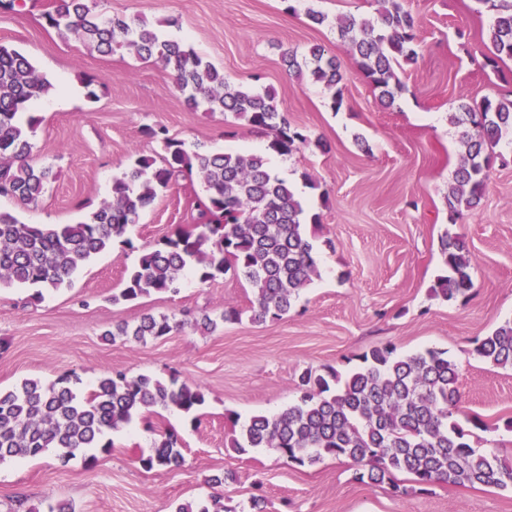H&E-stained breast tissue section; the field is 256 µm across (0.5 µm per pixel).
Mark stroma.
<instances>
[{"label":"stroma","instance_id":"obj_1","mask_svg":"<svg viewBox=\"0 0 512 512\" xmlns=\"http://www.w3.org/2000/svg\"><path fill=\"white\" fill-rule=\"evenodd\" d=\"M99 11L161 24L222 69L234 84L274 89L291 124L307 144L283 156L276 173L295 185L307 214L318 223L307 232L318 249L320 276L279 320L249 319L203 330L195 318L218 315L225 306L245 310V282L223 277L210 283L183 279L175 294H153L115 304L128 271L143 250L194 223L189 200L202 193L198 174H186L156 197L128 242L85 262L69 287L47 290L42 300L29 289L0 286V389L25 378L51 384L75 375L81 389L116 370L200 385L206 403L197 421L169 412L148 415L112 433L114 448L95 464L76 458L60 465L57 449L21 461H4L0 512H24L25 504H71L73 512H173L177 503L223 494L243 508L263 495L266 512H512V490L443 486L410 491L356 480L350 460L326 457L302 468L288 466L270 448L237 454L227 449L231 426L241 418L275 414L292 404L303 369L349 370V358L377 345L397 352L447 351L459 371L462 395L457 421L477 414L488 431L473 447L512 456V369L498 368L474 353L477 338L512 320L511 162L495 166L485 197L457 223L448 220L445 197L459 150L449 112L512 90V61L499 72L482 69L470 50L482 47L490 18L472 12V0H410L423 52L406 68L407 91L394 108H383L356 72L348 47L332 24L311 26L308 5L329 17L370 14L371 0H95ZM19 12L0 10V43L26 54L57 88L69 89L68 106L44 99L31 138L33 165L55 173L38 203L0 197V209L27 224H73L100 207L119 176L140 155L157 156L150 130L166 128L186 148L261 151L268 138L234 119L205 109L189 111L171 73L135 59L124 48L103 56L64 38L43 19L53 0H25ZM323 46L344 70V105L332 110L321 84L289 75L281 52L305 53ZM97 77L96 99L82 83ZM366 149H359L356 138ZM465 236L472 253L474 287L468 297L446 302L429 289L440 272L439 237L447 228ZM167 315L192 324L168 336L138 343L105 333L143 314ZM174 430L184 456L176 470H144L162 431ZM223 477L212 485L213 477Z\"/></svg>","mask_w":512,"mask_h":512}]
</instances>
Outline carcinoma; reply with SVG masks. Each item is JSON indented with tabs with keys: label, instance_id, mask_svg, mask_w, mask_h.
<instances>
[{
	"label": "carcinoma",
	"instance_id": "1",
	"mask_svg": "<svg viewBox=\"0 0 512 512\" xmlns=\"http://www.w3.org/2000/svg\"><path fill=\"white\" fill-rule=\"evenodd\" d=\"M89 0H59L44 13L46 24L109 55L124 47L140 60L168 69L185 94L186 106L200 104L229 114L269 137L264 152L189 151L166 131L152 132L161 143V160L138 156L113 178L111 194L86 219L75 224H25L0 211V285L59 288L68 285L79 267L112 247L153 204L158 191L177 177L197 172L204 192L191 200L200 223L176 231L157 248L147 249L128 271L114 304L151 294L175 293L181 279L193 274L206 283L230 274L242 278L252 293L249 320L264 323L288 314L300 292L319 276L318 259L306 231L304 205L292 185L269 166L268 152L290 154L306 136L281 112L276 93L235 85L183 41L172 39L146 20L97 12ZM375 15L336 19L339 38L363 79L379 93L381 104L393 106L403 84L398 71L419 57L416 20L408 0H374ZM474 11L490 16L483 67L498 71L499 61L512 60V0H474ZM289 73L332 90V107L344 103L345 73L336 57L313 46L303 58L285 49ZM53 84L31 59L0 43V196L25 204L36 202L52 178L51 169L29 163V133L35 127L32 105ZM448 122L460 129V150L448 187L450 222L477 206L488 188L499 144L512 140V91L485 96L458 111ZM443 273L430 291L446 302L474 287L471 253L464 236L445 232L439 240ZM186 321L146 315L135 324H116L105 336L130 337L139 343L167 336ZM474 352L500 368H512V320L477 342ZM358 364L341 374L327 367L305 369L298 376L297 400L275 415L256 414L238 424L231 448H272L289 466L316 464L325 455L346 458L363 483H390L407 474L421 492L448 484L512 489V458L481 452L469 441L471 431L453 420L459 412V371L446 352L426 349L400 355L390 345L357 356ZM80 379L65 377L51 385L26 379L0 390V461L33 459L51 448L62 450V463L89 450L112 451L109 435L156 409L195 414L205 404L203 389L192 383L115 372L101 377L87 393ZM141 467L174 469L183 462L171 430L152 453L140 456ZM174 512H234L223 497L194 505L179 503Z\"/></svg>",
	"mask_w": 512,
	"mask_h": 512
}]
</instances>
